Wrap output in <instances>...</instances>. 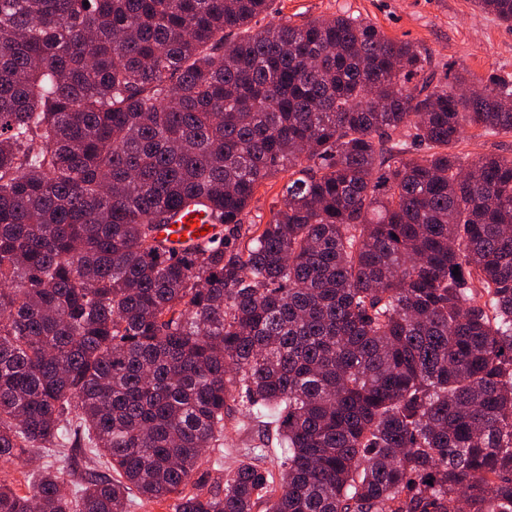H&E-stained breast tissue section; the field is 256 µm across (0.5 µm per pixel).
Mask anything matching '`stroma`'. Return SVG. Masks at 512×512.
Wrapping results in <instances>:
<instances>
[{
	"instance_id": "1",
	"label": "stroma",
	"mask_w": 512,
	"mask_h": 512,
	"mask_svg": "<svg viewBox=\"0 0 512 512\" xmlns=\"http://www.w3.org/2000/svg\"><path fill=\"white\" fill-rule=\"evenodd\" d=\"M350 9L368 18L386 35L412 41L431 50L435 58L470 78L499 70L512 74V27L478 11L473 0H273L265 23L288 17L296 24ZM260 428L239 410L224 420V444L207 449L206 468L224 473L258 441ZM88 460L71 450H43L33 458L0 464V481L25 492L38 471L51 468L72 482Z\"/></svg>"
}]
</instances>
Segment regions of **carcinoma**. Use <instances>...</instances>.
Instances as JSON below:
<instances>
[{
  "mask_svg": "<svg viewBox=\"0 0 512 512\" xmlns=\"http://www.w3.org/2000/svg\"><path fill=\"white\" fill-rule=\"evenodd\" d=\"M270 2L0 0V462L102 465L0 512H512V156L457 152L512 75ZM233 404L272 434L213 481ZM284 174L281 173L275 179L265 180L258 188L254 202L251 204L252 211L250 218L259 221L256 215L262 216V222L265 223L269 218V209L273 204H276L280 199L282 186L285 182ZM194 208V203L190 204L188 207L189 213L185 214L179 221H177L176 224H169L167 229L162 234L164 236L167 235L170 240L171 236H176L175 240H171L176 245L179 242L188 240L190 237L196 238L197 236H194V233H196V231L200 232L201 229H205L207 224H202L203 217L198 218V215L203 213H196V211H193ZM181 237H185V240L181 241Z\"/></svg>",
  "mask_w": 512,
  "mask_h": 512,
  "instance_id": "1",
  "label": "carcinoma"
}]
</instances>
